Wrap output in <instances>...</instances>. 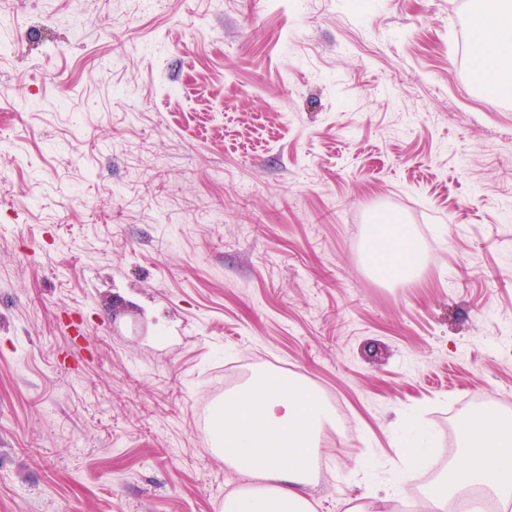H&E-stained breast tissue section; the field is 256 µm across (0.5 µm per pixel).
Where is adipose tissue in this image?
Segmentation results:
<instances>
[{"instance_id": "ef3b65f1", "label": "adipose tissue", "mask_w": 512, "mask_h": 512, "mask_svg": "<svg viewBox=\"0 0 512 512\" xmlns=\"http://www.w3.org/2000/svg\"><path fill=\"white\" fill-rule=\"evenodd\" d=\"M473 21L475 66L492 87L504 63H512V0H483ZM366 262L393 280L412 279L422 264L419 246L390 215L370 229ZM332 413L315 389L298 377L268 371L252 375L217 407L211 432L218 453L238 474L254 479L224 498L223 512H313L308 489L311 461L321 450V432ZM459 456L440 484L421 501V512H439L448 497L480 486L512 502V415L482 410L464 419Z\"/></svg>"}]
</instances>
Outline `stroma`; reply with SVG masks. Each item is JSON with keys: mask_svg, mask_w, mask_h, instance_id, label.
<instances>
[{"mask_svg": "<svg viewBox=\"0 0 512 512\" xmlns=\"http://www.w3.org/2000/svg\"><path fill=\"white\" fill-rule=\"evenodd\" d=\"M472 0H0V512H221L218 400L306 378L315 512L512 412V96ZM419 277L380 282L369 219ZM438 453L409 469V425ZM368 266L391 280L412 279L422 264L419 246L411 234L388 214L371 225L366 244Z\"/></svg>", "mask_w": 512, "mask_h": 512, "instance_id": "35a3bbf8", "label": "stroma"}]
</instances>
